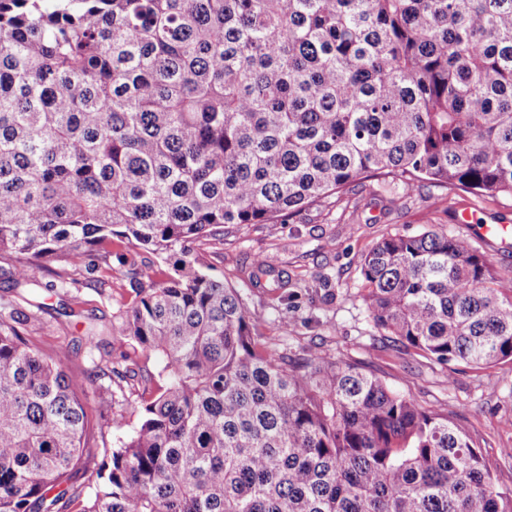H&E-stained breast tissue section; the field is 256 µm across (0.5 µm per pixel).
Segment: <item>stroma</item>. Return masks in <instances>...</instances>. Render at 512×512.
Here are the masks:
<instances>
[{"mask_svg": "<svg viewBox=\"0 0 512 512\" xmlns=\"http://www.w3.org/2000/svg\"><path fill=\"white\" fill-rule=\"evenodd\" d=\"M471 221L458 223L462 211ZM436 230L470 241L494 272L512 275V200L476 196L424 184L404 189L391 179L351 185L344 193L274 224H228L198 251L209 272L237 288L249 309L265 319L256 333L264 348L302 355L315 350L356 363L395 392L464 429L487 462L496 486L512 489V364L478 368L441 365L391 341L376 328L362 299L360 265L381 238ZM126 243L112 246L109 265L95 270L61 263L41 271L38 284L21 289L0 279V298L13 300L28 320L25 335L50 350L69 346L66 366L87 369L115 360L112 321L129 306L134 279L163 283L170 263L140 251L137 267L125 265ZM261 253L274 256L273 273L253 279ZM290 330H283V323ZM95 325L101 346L88 352L83 340Z\"/></svg>", "mask_w": 512, "mask_h": 512, "instance_id": "1", "label": "stroma"}]
</instances>
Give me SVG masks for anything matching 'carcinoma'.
I'll return each instance as SVG.
<instances>
[{"label": "carcinoma", "instance_id": "obj_1", "mask_svg": "<svg viewBox=\"0 0 512 512\" xmlns=\"http://www.w3.org/2000/svg\"><path fill=\"white\" fill-rule=\"evenodd\" d=\"M384 173L512 198V0H0V266L173 275L79 374L0 302V512H512L470 437L374 374L260 347L193 244ZM375 326L441 364L512 363V278L464 238H382ZM157 391L139 390L141 358ZM138 415L120 445L82 402Z\"/></svg>", "mask_w": 512, "mask_h": 512}]
</instances>
